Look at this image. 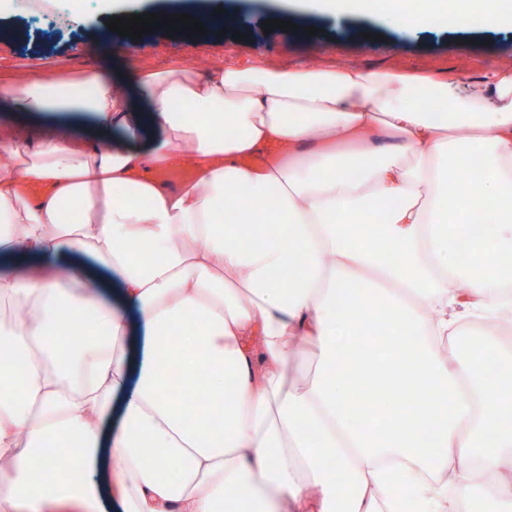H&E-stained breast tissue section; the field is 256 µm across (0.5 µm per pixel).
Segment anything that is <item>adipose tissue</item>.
Returning <instances> with one entry per match:
<instances>
[{"label":"adipose tissue","mask_w":512,"mask_h":512,"mask_svg":"<svg viewBox=\"0 0 512 512\" xmlns=\"http://www.w3.org/2000/svg\"><path fill=\"white\" fill-rule=\"evenodd\" d=\"M373 3L398 27L512 15L505 0H285L335 16ZM139 84L134 120L97 76L0 84L29 117L93 118L84 138L45 126L0 146V255L15 259L0 277V512H101L102 457L122 512H391L399 497L470 512L452 484L512 512V71L464 95L351 67H171ZM116 127L164 131V147L113 148ZM474 158L483 177L457 178ZM173 164L196 179L146 174ZM116 282L143 354L103 299ZM372 384L406 399L363 413L352 395ZM200 385L212 412L190 410Z\"/></svg>","instance_id":"obj_1"}]
</instances>
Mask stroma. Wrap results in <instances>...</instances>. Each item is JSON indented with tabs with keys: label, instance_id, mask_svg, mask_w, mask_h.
<instances>
[{
	"label": "stroma",
	"instance_id": "1",
	"mask_svg": "<svg viewBox=\"0 0 512 512\" xmlns=\"http://www.w3.org/2000/svg\"><path fill=\"white\" fill-rule=\"evenodd\" d=\"M225 11L223 28L207 33L168 26L142 37L96 39L109 18L126 15L187 14L200 17L215 8ZM295 23L296 31L263 32L265 21ZM315 35H307L308 27ZM189 66L205 72L219 66L267 69L355 67L369 71L415 73L451 82L456 92L468 91L487 74L512 69V27L489 28L474 23L453 30L438 21L427 27L397 31L383 23L376 10L339 18L285 9L280 0H130L123 9L110 0H86L84 19L75 23L65 0H49L41 11L0 13V82L36 71L57 80L96 74L119 86L131 117L148 109L137 68ZM61 124L78 137L92 124L90 116L50 113L36 120L16 112L0 94V141L34 133L40 124Z\"/></svg>",
	"mask_w": 512,
	"mask_h": 512
}]
</instances>
